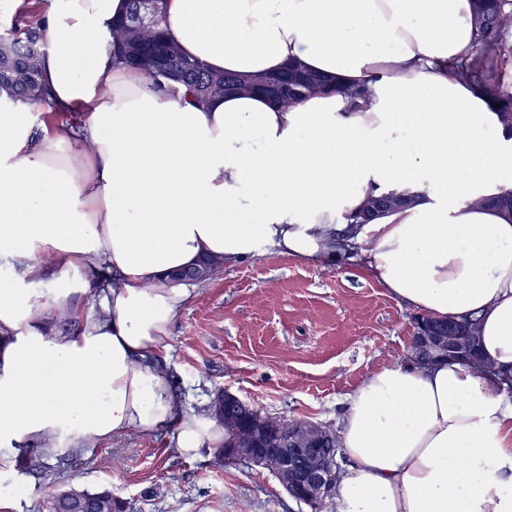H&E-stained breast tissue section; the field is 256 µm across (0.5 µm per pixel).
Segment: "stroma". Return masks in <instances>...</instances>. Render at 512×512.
I'll use <instances>...</instances> for the list:
<instances>
[{
    "label": "stroma",
    "instance_id": "obj_1",
    "mask_svg": "<svg viewBox=\"0 0 512 512\" xmlns=\"http://www.w3.org/2000/svg\"><path fill=\"white\" fill-rule=\"evenodd\" d=\"M418 313L363 275L357 253L311 265L263 249L192 284L158 357L188 414L217 391L262 414L339 430L348 394L405 362ZM179 423L133 429L79 452L49 456L43 474H0V512H48L67 489H111L131 512H311L268 470L224 464L217 451L176 449Z\"/></svg>",
    "mask_w": 512,
    "mask_h": 512
}]
</instances>
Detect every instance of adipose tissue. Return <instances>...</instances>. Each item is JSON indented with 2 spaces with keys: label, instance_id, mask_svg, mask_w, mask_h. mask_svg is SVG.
Instances as JSON below:
<instances>
[{
  "label": "adipose tissue",
  "instance_id": "ef3b65f1",
  "mask_svg": "<svg viewBox=\"0 0 512 512\" xmlns=\"http://www.w3.org/2000/svg\"><path fill=\"white\" fill-rule=\"evenodd\" d=\"M126 9L49 0L42 82L79 126L37 127L0 101V261L15 270L0 289V456L175 418L180 452L219 447L155 362L189 296L170 275L263 247L318 264L356 246L363 273L422 315L478 318L493 370L372 373L348 397L336 512H512V214L494 204L512 192V132L454 72L475 54L472 0H166L169 38L213 71L296 63L342 86L292 105L155 89L112 57ZM348 87L368 105L353 109ZM391 192L411 204L346 223ZM105 276L114 287L85 311L77 293Z\"/></svg>",
  "mask_w": 512,
  "mask_h": 512
}]
</instances>
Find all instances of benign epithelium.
I'll return each instance as SVG.
<instances>
[{
    "mask_svg": "<svg viewBox=\"0 0 512 512\" xmlns=\"http://www.w3.org/2000/svg\"><path fill=\"white\" fill-rule=\"evenodd\" d=\"M251 89L272 98L286 92V85L276 79H258ZM405 203L401 196L382 195L371 205L366 219L372 221L382 213ZM479 337L451 319L420 318L411 336L414 347L412 363L429 366L444 360L472 362ZM268 417L258 413L251 420L247 432L241 434L242 448H231L224 461L242 458L258 460L263 457L262 442ZM338 464L336 457L323 448V429L311 422H301L288 430V452L280 457L274 469L289 497L299 503H308L333 493L336 487Z\"/></svg>",
    "mask_w": 512,
    "mask_h": 512,
    "instance_id": "1",
    "label": "benign epithelium"
}]
</instances>
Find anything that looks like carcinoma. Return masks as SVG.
<instances>
[{
	"label": "carcinoma",
	"mask_w": 512,
	"mask_h": 512,
	"mask_svg": "<svg viewBox=\"0 0 512 512\" xmlns=\"http://www.w3.org/2000/svg\"><path fill=\"white\" fill-rule=\"evenodd\" d=\"M126 15L113 30L114 60L120 64H132L144 70L152 86L173 96L181 88L203 104L214 96L232 93L231 87L253 79V76L238 73H215L202 62L183 56L178 48L167 41L163 30L162 4L157 0L153 13L145 22H137L140 0H127ZM477 57L456 66V74L463 80L478 78L484 92L501 104V121L512 126V96L506 98L499 93L501 82L494 73L493 54L507 47L503 39L512 28V0H475ZM161 50V59L155 51ZM43 54L38 29L30 27L11 38L0 39V97L23 104L45 103L48 93L40 82V59ZM288 82L286 95L280 101L296 102L310 95L325 92L334 87L324 76L303 72L290 67L281 73ZM219 269V265L208 262L201 269H190L172 275L176 282L185 280L204 281ZM43 453L30 449L25 452L22 463L34 473L43 471ZM58 512H128L129 506L111 493L65 491L54 497Z\"/></svg>",
	"instance_id": "obj_1"
}]
</instances>
